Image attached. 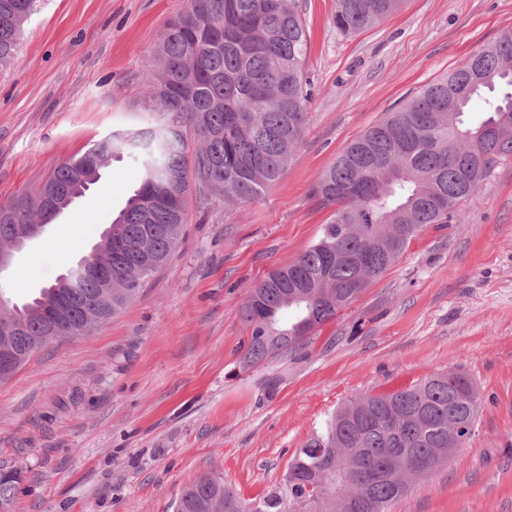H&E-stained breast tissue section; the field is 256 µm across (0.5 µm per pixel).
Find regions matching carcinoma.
Instances as JSON below:
<instances>
[{"mask_svg": "<svg viewBox=\"0 0 512 512\" xmlns=\"http://www.w3.org/2000/svg\"><path fill=\"white\" fill-rule=\"evenodd\" d=\"M35 0H0V67L12 65ZM404 0H336L342 34L376 26ZM306 35L299 0H190L166 22L147 65L157 79L145 110L159 123L116 131L55 169L40 190L0 204V242L52 223L99 181L108 157L137 159L139 187L99 242L52 283L15 307L26 328L0 330L17 355L11 379L36 352L48 324L71 339L118 316L145 279L174 252L189 183L202 203L259 199L288 165L308 121ZM512 30L421 87L380 123L346 145L312 190L334 207L322 235L291 264L269 272L242 306L248 331L238 363L246 370L309 343L404 254L431 224H453L459 204L512 156ZM481 99L485 115L466 118ZM112 276L103 297L99 271ZM481 400L466 375L449 371L384 396L338 408L296 449L279 485L245 499L208 476L188 479L176 512H389L407 489L398 461L428 474L448 461L457 419L476 422Z\"/></svg>", "mask_w": 512, "mask_h": 512, "instance_id": "cac0c4a2", "label": "carcinoma"}]
</instances>
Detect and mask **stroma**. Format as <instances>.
<instances>
[{
  "label": "stroma",
  "instance_id": "1",
  "mask_svg": "<svg viewBox=\"0 0 512 512\" xmlns=\"http://www.w3.org/2000/svg\"><path fill=\"white\" fill-rule=\"evenodd\" d=\"M310 121L280 178L244 205L188 199L179 244L111 321L43 346L0 383V462L22 470L12 512H174L208 475L243 497L277 486L290 457L351 400L459 371L482 409L465 448L391 512H512V157L433 224L312 343L240 370L241 308L294 261L331 210L310 190L357 135L512 30V0H406L339 33L335 0H301ZM188 0H38L0 69V201L35 193L112 131L154 124L144 58ZM0 272L23 303L87 254L137 188L108 162Z\"/></svg>",
  "mask_w": 512,
  "mask_h": 512
}]
</instances>
